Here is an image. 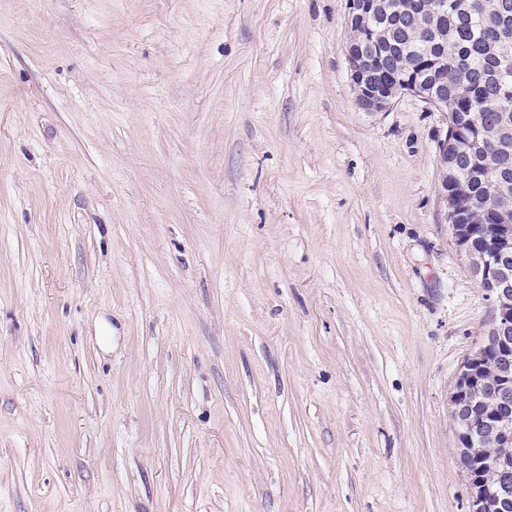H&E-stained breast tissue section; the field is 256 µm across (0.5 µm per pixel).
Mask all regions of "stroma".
<instances>
[{
	"instance_id": "obj_1",
	"label": "stroma",
	"mask_w": 512,
	"mask_h": 512,
	"mask_svg": "<svg viewBox=\"0 0 512 512\" xmlns=\"http://www.w3.org/2000/svg\"><path fill=\"white\" fill-rule=\"evenodd\" d=\"M345 0H0V512H470L493 308L445 113ZM374 0H346V26L349 31L361 30L364 39L372 45H377L378 26L374 16Z\"/></svg>"
}]
</instances>
